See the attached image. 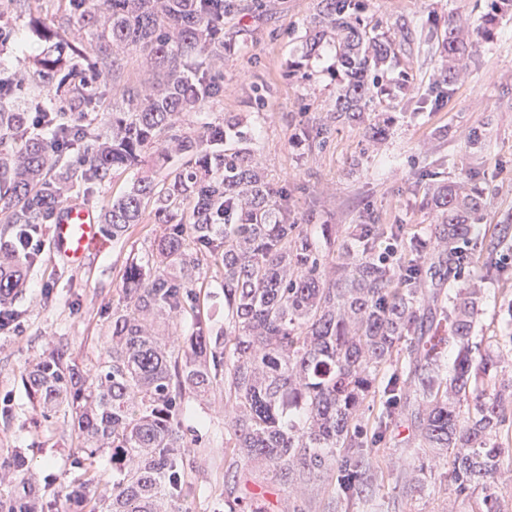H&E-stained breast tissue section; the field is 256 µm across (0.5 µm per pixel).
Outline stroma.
<instances>
[{
  "instance_id": "1",
  "label": "stroma",
  "mask_w": 512,
  "mask_h": 512,
  "mask_svg": "<svg viewBox=\"0 0 512 512\" xmlns=\"http://www.w3.org/2000/svg\"><path fill=\"white\" fill-rule=\"evenodd\" d=\"M244 9L224 26L230 52L224 55V98L183 117L191 132L223 121L247 117V147L257 149L267 181L288 195V221L300 225L327 262L338 257L322 233L326 224L344 229L351 224H401L408 234L426 231L437 220L426 187L435 180L453 181L477 171L487 193L482 223L470 238L468 259L458 271V286L483 273L485 245L498 224H512V18L503 20L494 42L478 47L470 69L448 101L438 104L428 89L438 75L439 54L430 37L432 16L463 14L479 24L480 0H371L388 33L403 21L414 26L413 42L400 68L413 79L406 93L385 98L381 111L391 120L390 135L371 153H363L364 126L334 125L326 143L295 139L302 127L325 121L336 104V77L343 69L327 49L310 53L301 36L316 11L317 0H241ZM14 43L0 51V67L22 71L29 58L55 54L24 18L12 21ZM486 126L481 155H473L470 132ZM362 158L353 167L354 158ZM165 225L151 213L130 225L120 238L104 239L83 271H72L52 258L48 233H41L42 251L27 266L26 283L16 306L21 335L0 333V457L20 450L36 472L42 491L54 497L66 477L76 476L78 441L71 429L72 413L60 408L45 417L21 383L32 361L59 348L88 371L107 357L112 312L122 304V288L131 263H146L164 235ZM192 275L200 294L201 312L213 329L224 326V278L209 257H202ZM484 335L512 334V277L485 282ZM179 418L186 452L194 461L192 479L206 494L191 500V512H224V494L233 492L242 512L261 504L266 512H286L288 493L271 478L264 462L255 460L225 480L229 457L224 434L229 419L220 392L182 394ZM412 433L402 418L384 444L388 468L375 483L377 497L390 512H470L469 502L455 500L446 482L432 483L422 496L401 493L408 471L418 461L406 439Z\"/></svg>"
}]
</instances>
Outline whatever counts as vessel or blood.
Segmentation results:
<instances>
[{
  "label": "vessel or blood",
  "mask_w": 512,
  "mask_h": 512,
  "mask_svg": "<svg viewBox=\"0 0 512 512\" xmlns=\"http://www.w3.org/2000/svg\"><path fill=\"white\" fill-rule=\"evenodd\" d=\"M103 226L96 211L79 203L66 205L50 226L54 255L71 270L81 271L102 240Z\"/></svg>",
  "instance_id": "b4317fda"
}]
</instances>
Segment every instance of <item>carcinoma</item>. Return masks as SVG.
<instances>
[{
    "instance_id": "carcinoma-1",
    "label": "carcinoma",
    "mask_w": 512,
    "mask_h": 512,
    "mask_svg": "<svg viewBox=\"0 0 512 512\" xmlns=\"http://www.w3.org/2000/svg\"><path fill=\"white\" fill-rule=\"evenodd\" d=\"M472 36L451 15L434 21L442 60L432 86L438 99L467 69L477 48L495 39L512 17V0H484ZM59 21L32 15L43 39L70 30L68 56H45L25 81H0V301L14 304L26 271L9 247L53 223L81 186L91 194L106 180L144 162L149 150L172 139L180 168L157 179L137 178L101 213L106 235L117 238L145 211L168 225L152 254V275L130 268L124 307L112 313L108 360L91 376L53 349L23 376L33 404L75 411L82 441L81 473L64 481L66 512H188L193 461L178 428L182 392L208 393L224 366V399L232 419L224 444L247 461L259 459L288 484V512H303V484L317 478L331 486L333 512L374 508L368 496L379 472V445L393 423L410 414L421 463L405 492L422 493L445 462L456 497L481 489L472 512H508L498 485L512 480V448L493 438L512 419V375L503 370L512 352L496 336L473 345L484 289L455 285V247L469 238L486 208L475 175L464 172L439 184L430 204L439 222L428 238L406 241L421 275L406 276L381 264L374 242L404 237L399 224H351L345 236L360 249L346 251L324 269L311 239L286 222L285 194L267 182L246 140L244 119L231 116L199 133L184 132L178 117L201 103L224 98V21L239 0H67ZM367 0H318L305 37L330 45L348 81L338 83L332 119L364 121L391 64L399 61L412 29L394 36L367 15ZM142 54L163 78L150 90L123 86L112 77L125 54ZM50 137L32 134L33 112ZM90 112L108 113L112 133L84 123ZM512 237L501 224L490 237L487 272L500 274L498 246ZM224 265V318L215 331L198 312L200 294L191 271L199 255ZM193 314L181 345L155 333L157 316ZM458 348L453 374H440L449 344ZM381 410L366 431L359 423L368 399ZM473 408L462 412V406ZM108 449L120 479L97 470ZM26 457L0 461V512H57L56 501L37 497Z\"/></svg>"
}]
</instances>
